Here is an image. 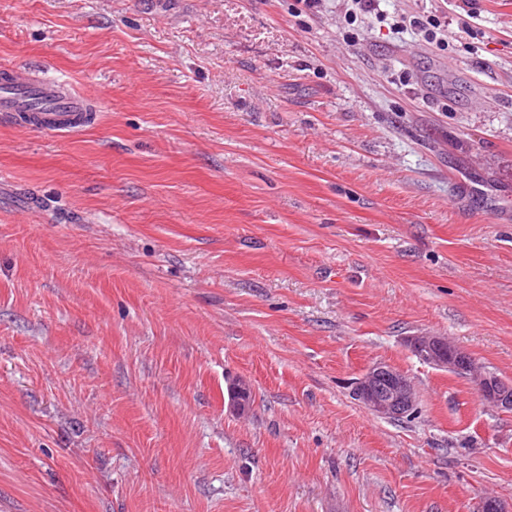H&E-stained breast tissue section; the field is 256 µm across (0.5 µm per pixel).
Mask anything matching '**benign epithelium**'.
Wrapping results in <instances>:
<instances>
[{"label": "benign epithelium", "instance_id": "7a95c632", "mask_svg": "<svg viewBox=\"0 0 512 512\" xmlns=\"http://www.w3.org/2000/svg\"><path fill=\"white\" fill-rule=\"evenodd\" d=\"M406 345L422 362L451 372L470 368L468 354L449 345L439 336H409ZM478 396L502 410H512V385L493 373L479 377ZM355 399L375 415L396 419L409 416L417 406V396L407 377L385 363L371 365L354 387Z\"/></svg>", "mask_w": 512, "mask_h": 512}]
</instances>
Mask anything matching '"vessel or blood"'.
<instances>
[{
  "label": "vessel or blood",
  "instance_id": "vessel-or-blood-1",
  "mask_svg": "<svg viewBox=\"0 0 512 512\" xmlns=\"http://www.w3.org/2000/svg\"><path fill=\"white\" fill-rule=\"evenodd\" d=\"M82 111V98L66 91L59 83H34L22 74L0 83V114L23 113L35 117V126L41 131L78 130L82 125Z\"/></svg>",
  "mask_w": 512,
  "mask_h": 512
}]
</instances>
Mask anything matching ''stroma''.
Instances as JSON below:
<instances>
[{
  "label": "stroma",
  "instance_id": "1",
  "mask_svg": "<svg viewBox=\"0 0 512 512\" xmlns=\"http://www.w3.org/2000/svg\"><path fill=\"white\" fill-rule=\"evenodd\" d=\"M347 8L0 0L97 113L0 115V512H512V412L405 344L512 383V0ZM392 29L396 33L403 30L415 31L425 41L437 46H448V23L442 22L439 17L432 15L427 17L413 16L409 20H396L392 25ZM406 345L423 363L451 372L465 373L470 368L468 354L449 345L439 336H409ZM353 395L375 415L387 419L410 416L417 406L407 377L381 362L371 365L358 379Z\"/></svg>",
  "mask_w": 512,
  "mask_h": 512
}]
</instances>
